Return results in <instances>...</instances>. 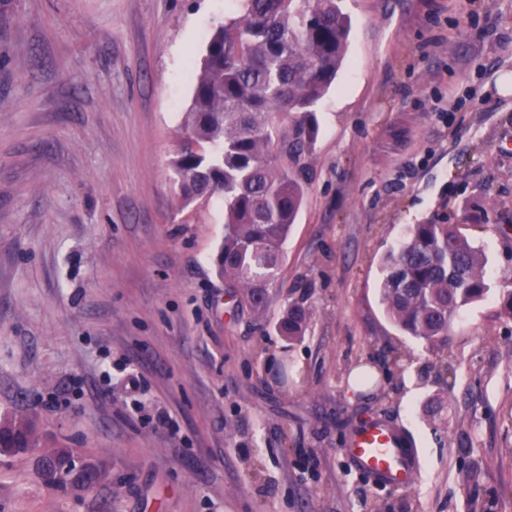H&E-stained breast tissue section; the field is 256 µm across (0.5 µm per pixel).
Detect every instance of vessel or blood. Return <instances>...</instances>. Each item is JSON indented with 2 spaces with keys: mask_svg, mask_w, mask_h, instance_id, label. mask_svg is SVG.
<instances>
[{
  "mask_svg": "<svg viewBox=\"0 0 512 512\" xmlns=\"http://www.w3.org/2000/svg\"><path fill=\"white\" fill-rule=\"evenodd\" d=\"M346 455L377 482L395 488L410 485L419 465L418 450L399 426L385 421L360 427L350 439Z\"/></svg>",
  "mask_w": 512,
  "mask_h": 512,
  "instance_id": "b4317fda",
  "label": "vessel or blood"
}]
</instances>
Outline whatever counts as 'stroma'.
<instances>
[{"mask_svg": "<svg viewBox=\"0 0 512 512\" xmlns=\"http://www.w3.org/2000/svg\"><path fill=\"white\" fill-rule=\"evenodd\" d=\"M343 6L347 55L255 310L215 266L223 200L181 208L170 168L229 0H0V419L39 437L0 455V512H512V0ZM430 221L482 248L491 286L441 353L378 294L381 257ZM372 418L415 440L410 486L345 456ZM59 447L105 478L46 485ZM307 323V309L299 303H292L279 320L277 330L281 336H286L288 340H296L304 336Z\"/></svg>", "mask_w": 512, "mask_h": 512, "instance_id": "35a3bbf8", "label": "stroma"}]
</instances>
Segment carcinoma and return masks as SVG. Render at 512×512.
Here are the masks:
<instances>
[{"mask_svg": "<svg viewBox=\"0 0 512 512\" xmlns=\"http://www.w3.org/2000/svg\"><path fill=\"white\" fill-rule=\"evenodd\" d=\"M239 15L210 35L195 77L188 134L171 161L184 205L224 197L220 274L240 301L260 307L283 261V246L302 203L298 165L316 132L313 107L335 82L350 19L340 0H236ZM293 115L289 129L276 118ZM485 258L456 224L412 225L381 262L379 297L387 317L432 350L448 346L460 312L483 300ZM308 311L288 307L280 335L302 338ZM3 453L37 446L33 423L0 421ZM46 483L70 481L73 453L45 455Z\"/></svg>", "mask_w": 512, "mask_h": 512, "instance_id": "carcinoma-1", "label": "carcinoma"}]
</instances>
